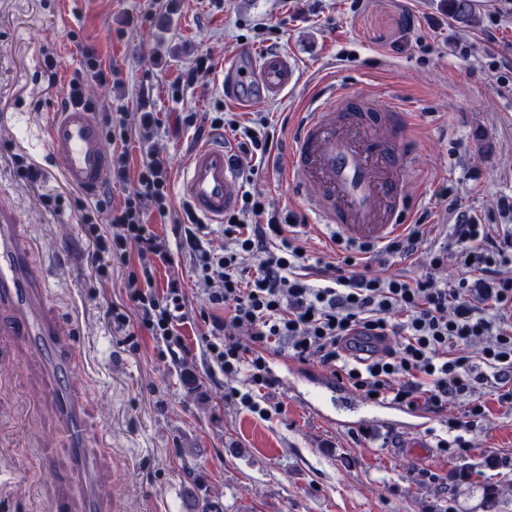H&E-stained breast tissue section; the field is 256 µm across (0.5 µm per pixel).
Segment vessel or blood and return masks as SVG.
<instances>
[{"label": "vessel or blood", "mask_w": 512, "mask_h": 512, "mask_svg": "<svg viewBox=\"0 0 512 512\" xmlns=\"http://www.w3.org/2000/svg\"><path fill=\"white\" fill-rule=\"evenodd\" d=\"M239 62L223 84L230 99L246 108L278 97L291 84L294 67L280 51L255 54L239 50ZM365 101L336 86L298 113L299 131L291 143L285 175L289 182L312 187L302 207L315 219L317 230H330L355 244L383 245L399 235L409 198L408 173L412 151L401 132L413 123L397 101L376 112L364 111ZM49 152L62 165L65 183L85 196H95L110 167L101 125L83 95H73L46 127ZM179 191L208 223L220 224L238 201L241 184L235 150L222 142L199 145L179 182ZM45 268L33 257V246L13 219L0 212V338L21 337L47 352L44 372L53 403L65 431L69 466L62 481L77 492L84 512H101L103 500L93 482L96 459L84 446L86 422L82 401L70 391L74 371L85 368L84 347L62 341L59 328L43 314L48 290ZM302 406L323 413L329 425L388 427L409 436L406 452L426 453L416 439L423 412L390 404L359 401L348 404L345 394L327 376L314 386L295 385Z\"/></svg>", "instance_id": "1"}]
</instances>
